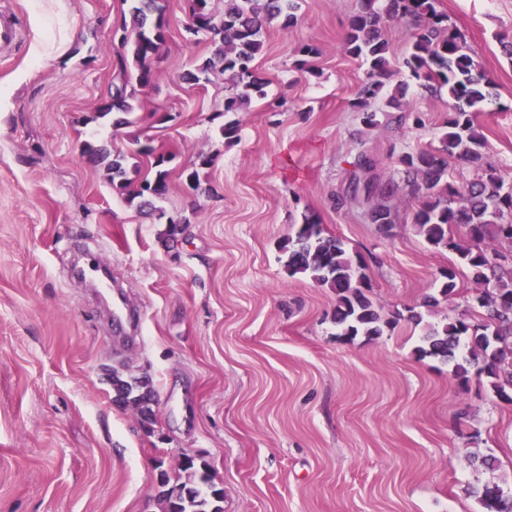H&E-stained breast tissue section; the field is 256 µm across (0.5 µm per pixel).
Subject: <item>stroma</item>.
Segmentation results:
<instances>
[{
	"mask_svg": "<svg viewBox=\"0 0 512 512\" xmlns=\"http://www.w3.org/2000/svg\"><path fill=\"white\" fill-rule=\"evenodd\" d=\"M10 2L23 35L0 54V512H161L158 472L180 476L186 451L223 489V512H480L467 487L512 493V403L487 377L463 388L448 365L419 357L423 328L409 319L478 315L480 285L463 268L455 294L439 296L456 255L419 235L421 201L406 187L387 232L344 199L359 152L387 182L403 152L439 145L448 94L403 66L411 21L384 26L390 66L369 127L358 106L368 66L344 49L361 0H299L296 23L268 26L257 59L282 106L252 101L228 143L223 76L185 79L212 53L184 31L187 0H167L153 82L136 87L134 123L118 130L97 111L121 69L112 37L127 0ZM435 7L497 92L477 114L481 162L449 159L448 178L492 172L512 185V60L501 51L512 0ZM307 43L317 52L300 72ZM143 133L171 158L157 214L128 203L80 149L127 155L141 182L155 175L133 152ZM202 153L212 162L199 170ZM309 214L360 256L389 322L382 336L340 340L335 291L288 275L282 246ZM181 216L185 234L165 241L167 218ZM79 249L109 270L111 291L70 276ZM119 363L152 383L149 427L114 402ZM486 454L495 470L474 466Z\"/></svg>",
	"mask_w": 512,
	"mask_h": 512,
	"instance_id": "obj_1",
	"label": "stroma"
}]
</instances>
